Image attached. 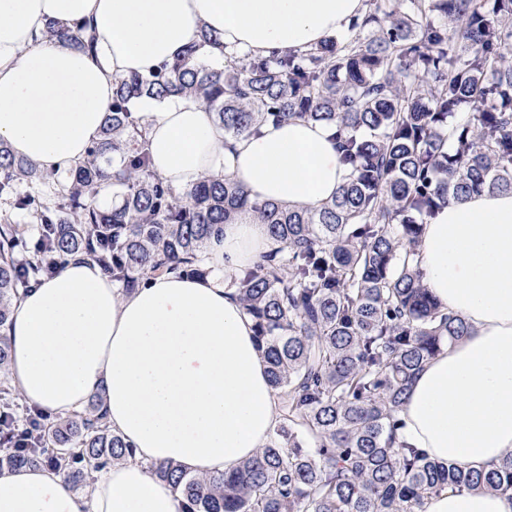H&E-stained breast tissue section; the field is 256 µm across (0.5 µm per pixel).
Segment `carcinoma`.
<instances>
[{
	"instance_id": "1",
	"label": "carcinoma",
	"mask_w": 512,
	"mask_h": 512,
	"mask_svg": "<svg viewBox=\"0 0 512 512\" xmlns=\"http://www.w3.org/2000/svg\"><path fill=\"white\" fill-rule=\"evenodd\" d=\"M351 31L305 50L224 53L214 67L187 50L148 76L112 82L101 138L65 175L45 173L0 141V196L44 225L29 252L0 219V473L47 466L75 491L133 455L112 433L96 393L85 411L48 421L8 379L5 333L20 291L73 258L98 262L130 291L150 275L203 276L205 254L242 214L279 247L242 271L240 300L255 326L280 420L255 458L228 473L147 468L182 496V512H424L432 494H512V457L490 472L440 463L396 437L397 414L422 365L467 333L421 283L416 255L434 210L474 193L512 192V0H393ZM48 35L94 51L86 26ZM191 95L236 138L268 121L336 129L349 180L319 208L257 202L205 176L183 194L151 171L146 100ZM41 185L20 193V183ZM112 186V204L96 198Z\"/></svg>"
}]
</instances>
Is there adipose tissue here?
I'll return each instance as SVG.
<instances>
[{
    "instance_id": "adipose-tissue-1",
    "label": "adipose tissue",
    "mask_w": 512,
    "mask_h": 512,
    "mask_svg": "<svg viewBox=\"0 0 512 512\" xmlns=\"http://www.w3.org/2000/svg\"><path fill=\"white\" fill-rule=\"evenodd\" d=\"M362 11L363 0H0V141L41 170H67L99 139L114 78L150 74L190 48L200 57L307 49L348 33ZM85 21L93 53L46 36L49 23ZM204 28L219 45L201 40ZM137 118L153 172L180 192L210 175L256 201L318 207L350 176L323 123L266 124L231 138L190 96ZM275 247L267 225L246 215L211 242L208 276L158 275L126 293L78 257L24 291L9 325L12 385L60 416L101 393L110 429L135 456L85 492L47 467L1 474L0 512H180L178 494L148 462L200 475L254 457L279 407L235 282ZM418 268L470 332L416 374L397 437L439 461L493 470L512 456V192L436 211ZM424 510L512 512V497L444 492Z\"/></svg>"
}]
</instances>
